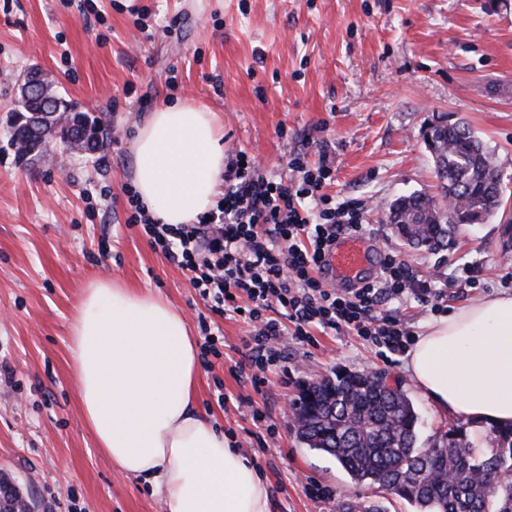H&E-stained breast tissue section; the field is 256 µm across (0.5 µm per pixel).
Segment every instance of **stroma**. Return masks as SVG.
<instances>
[{
	"label": "stroma",
	"mask_w": 512,
	"mask_h": 512,
	"mask_svg": "<svg viewBox=\"0 0 512 512\" xmlns=\"http://www.w3.org/2000/svg\"><path fill=\"white\" fill-rule=\"evenodd\" d=\"M48 73L72 111L115 131L94 154L51 146L45 162L20 158L7 119L16 78ZM201 101L224 126V156L245 152L268 176L289 177L290 155L334 161L337 201L367 208L364 237L393 252L416 279L439 277L455 310L512 294V0H0V475L38 512H165L143 480L115 471L96 446L74 383L70 325L90 282L161 295L186 317L195 344L220 330L225 353L248 327L211 313L175 264L128 224L133 138L163 101ZM463 121L494 151L502 208L447 249L413 248L393 233L397 197L437 194L428 126ZM479 264L481 284L456 275ZM386 373L421 417L424 446L449 429L405 362L382 359L359 337L317 330L289 344L263 393L224 357L200 365L196 402L268 483L270 512H341L354 485L327 454L306 448L286 413L300 385L332 371ZM228 403H219L218 394ZM278 427L252 436L249 402ZM332 497L307 495L308 484Z\"/></svg>",
	"instance_id": "35a3bbf8"
}]
</instances>
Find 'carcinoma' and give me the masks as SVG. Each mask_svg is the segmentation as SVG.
<instances>
[{"mask_svg":"<svg viewBox=\"0 0 512 512\" xmlns=\"http://www.w3.org/2000/svg\"><path fill=\"white\" fill-rule=\"evenodd\" d=\"M50 103L18 94L10 125L11 140L42 154L59 137L56 113L68 111L49 88ZM88 132V151L106 146L98 118L72 114ZM435 176L453 208L433 197L411 193L391 206L389 223L412 244L431 249L448 246L458 227L482 224L500 206V188L486 181L500 176L490 152L464 122L432 126ZM299 440L334 458L357 485H368L416 506L417 512H512V427L490 429L488 448H477L465 432L450 429L445 441L427 449L420 444L419 414L408 395L387 385L380 374L334 371L302 386L294 399ZM344 512H386L382 502L358 500Z\"/></svg>","mask_w":512,"mask_h":512,"instance_id":"1","label":"carcinoma"}]
</instances>
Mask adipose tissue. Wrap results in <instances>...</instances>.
<instances>
[{
	"label": "adipose tissue",
	"mask_w": 512,
	"mask_h": 512,
	"mask_svg": "<svg viewBox=\"0 0 512 512\" xmlns=\"http://www.w3.org/2000/svg\"><path fill=\"white\" fill-rule=\"evenodd\" d=\"M223 133L200 104L159 105L133 142L135 189L151 218L190 224L224 171ZM85 421L113 468L148 482L167 512H270V490L196 403L198 354L169 301L115 282L86 288L71 323ZM444 415L512 424V295L432 321L407 362Z\"/></svg>",
	"instance_id": "1"
}]
</instances>
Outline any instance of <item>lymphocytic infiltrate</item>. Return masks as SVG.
Returning <instances> with one entry per match:
<instances>
[{
	"label": "lymphocytic infiltrate",
	"mask_w": 512,
	"mask_h": 512,
	"mask_svg": "<svg viewBox=\"0 0 512 512\" xmlns=\"http://www.w3.org/2000/svg\"><path fill=\"white\" fill-rule=\"evenodd\" d=\"M288 168L289 180H272L258 173L253 158L236 153L224 170L222 198L193 224L159 223L138 196L128 199L130 223L142 225L153 248L185 273L210 311L248 325L233 369L249 373L256 390L266 385L271 367L286 361L288 342L308 343L319 327L403 355L414 331L398 304L411 298L435 309L448 297L435 279L411 278L391 256L360 286L329 282L323 255L339 236L361 233L363 208L327 194L333 179L327 150L312 164L294 155Z\"/></svg>",
	"instance_id": "f902f5d3"
}]
</instances>
